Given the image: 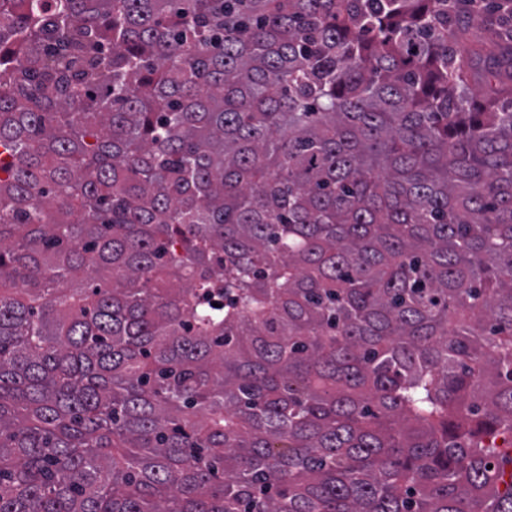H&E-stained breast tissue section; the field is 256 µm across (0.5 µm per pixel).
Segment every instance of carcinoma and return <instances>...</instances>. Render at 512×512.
I'll use <instances>...</instances> for the list:
<instances>
[{"instance_id":"1","label":"carcinoma","mask_w":512,"mask_h":512,"mask_svg":"<svg viewBox=\"0 0 512 512\" xmlns=\"http://www.w3.org/2000/svg\"><path fill=\"white\" fill-rule=\"evenodd\" d=\"M511 93L512 0H0V512H512Z\"/></svg>"}]
</instances>
